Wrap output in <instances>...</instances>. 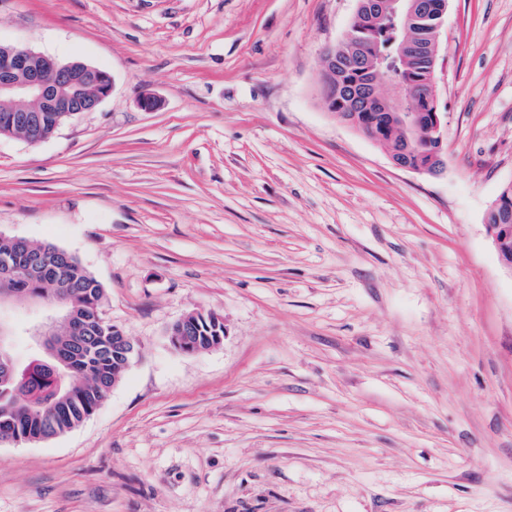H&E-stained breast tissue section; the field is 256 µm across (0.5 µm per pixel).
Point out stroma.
<instances>
[{
  "label": "stroma",
  "instance_id": "1",
  "mask_svg": "<svg viewBox=\"0 0 512 512\" xmlns=\"http://www.w3.org/2000/svg\"><path fill=\"white\" fill-rule=\"evenodd\" d=\"M357 0H0V45L108 71L0 137V234L102 284L139 356L90 418L0 446V512H512V0H448L442 174L329 112ZM162 105L143 111L144 94ZM221 315L223 344L167 328ZM363 48L360 45L359 38L350 28L343 38L336 44L325 49L321 67L323 73V87L326 91L334 90L335 80L337 79V63L342 55L360 59L362 57ZM497 199L499 200L495 201L490 206L486 215L494 209H498L501 202L502 205L496 212H493L488 216L489 224H487L485 220L484 227L487 236L490 238L492 245L499 256L502 268L512 276V262L505 261L500 256L502 244L506 242L509 235H512V183L501 189ZM502 255L507 260L512 259V237L505 243ZM203 312L198 313L196 316L190 315L188 317V321L184 325V334L182 336H188V339L191 344V349H187L185 347L180 346V336L177 335L179 331L182 330V322L186 317L181 320L175 322L168 330V341L170 346L178 353L183 355H196L203 350L207 349L212 345L209 349L219 346L216 344L220 341L221 338L226 337V328L224 327V319H219V315L208 312L201 314ZM214 314V315H213ZM217 316V317H216ZM208 350V349H207Z\"/></svg>",
  "mask_w": 512,
  "mask_h": 512
}]
</instances>
